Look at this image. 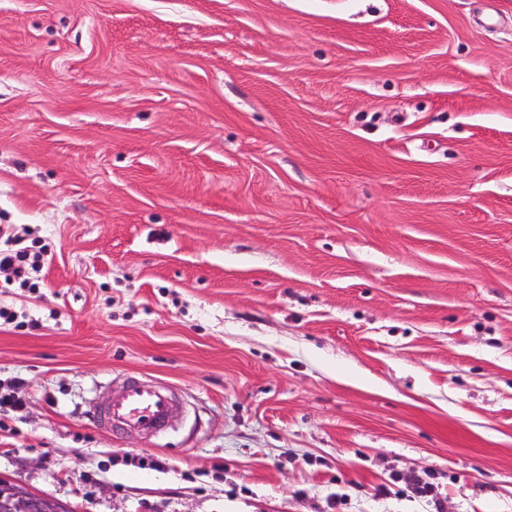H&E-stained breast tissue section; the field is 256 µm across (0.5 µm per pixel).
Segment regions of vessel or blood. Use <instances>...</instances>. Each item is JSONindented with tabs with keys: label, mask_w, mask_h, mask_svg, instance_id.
<instances>
[{
	"label": "vessel or blood",
	"mask_w": 512,
	"mask_h": 512,
	"mask_svg": "<svg viewBox=\"0 0 512 512\" xmlns=\"http://www.w3.org/2000/svg\"><path fill=\"white\" fill-rule=\"evenodd\" d=\"M178 410L179 402L170 389L146 386L131 376L123 390L95 412L94 420L114 430L160 434Z\"/></svg>",
	"instance_id": "vessel-or-blood-1"
}]
</instances>
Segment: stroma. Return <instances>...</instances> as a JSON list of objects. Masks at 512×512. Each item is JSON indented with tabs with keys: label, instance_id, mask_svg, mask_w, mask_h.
Listing matches in <instances>:
<instances>
[{
	"label": "stroma",
	"instance_id": "obj_1",
	"mask_svg": "<svg viewBox=\"0 0 512 512\" xmlns=\"http://www.w3.org/2000/svg\"><path fill=\"white\" fill-rule=\"evenodd\" d=\"M1 224L0 477L512 512V0H0ZM127 375L167 437L95 424ZM27 248L28 247H21L16 250L7 251L0 249V267L11 268L22 288L34 287L35 283H31V271L38 273L40 270V264H38L37 261L28 262L30 254Z\"/></svg>",
	"mask_w": 512,
	"mask_h": 512
}]
</instances>
